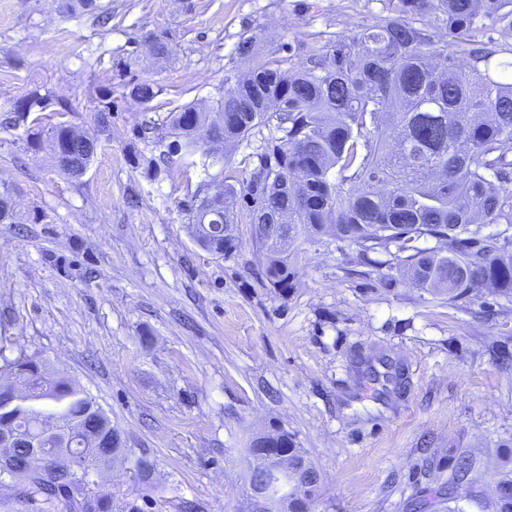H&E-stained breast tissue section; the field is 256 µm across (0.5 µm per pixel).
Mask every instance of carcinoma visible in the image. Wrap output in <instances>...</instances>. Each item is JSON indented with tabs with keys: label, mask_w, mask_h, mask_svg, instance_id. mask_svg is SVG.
<instances>
[{
	"label": "carcinoma",
	"mask_w": 512,
	"mask_h": 512,
	"mask_svg": "<svg viewBox=\"0 0 512 512\" xmlns=\"http://www.w3.org/2000/svg\"><path fill=\"white\" fill-rule=\"evenodd\" d=\"M63 16L90 13L109 20L97 0H57ZM140 46L168 60V33L146 32ZM128 96L151 102L159 88L127 84ZM52 95L30 90L14 102L11 123L38 126ZM95 120L106 132L112 92L98 93ZM167 138L150 158L148 175L178 166L224 167L214 145H240L259 127L268 135L247 155L242 170L223 174L221 190L198 185L180 202L198 243L217 256L238 244L237 225H251L262 251L269 287L282 293L295 276L291 251L271 242L288 235L336 227L335 239L368 252L388 243L407 253L404 274L419 288L458 301L477 288L512 294V236L482 235L486 224L512 226V0H387L386 14L371 26L309 49L307 66L291 71L271 53L247 71L224 79V94L209 110L186 104L166 117ZM55 167L83 176L97 139L60 121L49 134ZM349 187H344V184ZM244 201L224 207L221 197ZM448 242V251L420 248L423 237ZM0 347V373L29 384L28 392L0 422L39 435L46 412L81 426L64 462L76 472L32 468L27 442L17 441L0 460L19 471L0 477V508L19 502L28 512H84L83 499L101 493L98 452L120 448L117 431L104 427L105 412L71 379L52 374L46 361ZM265 457L299 460L295 485L311 498L320 476L303 450L287 438L262 449ZM472 463L458 457L448 480V501ZM491 512H512V475L481 500Z\"/></svg>",
	"instance_id": "carcinoma-1"
}]
</instances>
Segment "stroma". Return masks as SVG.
Returning a JSON list of instances; mask_svg holds the SVG:
<instances>
[{
  "label": "stroma",
  "instance_id": "obj_1",
  "mask_svg": "<svg viewBox=\"0 0 512 512\" xmlns=\"http://www.w3.org/2000/svg\"><path fill=\"white\" fill-rule=\"evenodd\" d=\"M112 20L61 17L53 0H0V343L50 361L80 384L120 433L123 453L103 481L112 512H245L247 454L257 436L286 430L316 465L311 512H440L454 459L472 470L457 490L491 494L512 457V295L488 289L457 302L417 288L396 246L362 252L332 236L301 238L286 294L264 285L251 227L218 257L201 248L180 201L223 167L158 179L165 117L209 106L225 77L248 67L242 34L262 53L350 37L383 0H99ZM147 31H165L173 56L127 65ZM160 89L143 105L130 80ZM70 107L45 117L98 134L86 173L53 166L49 145L28 147L9 111L26 89ZM112 92V126L98 133L96 97ZM153 125L148 140L141 125ZM385 357L404 385L382 391L357 373ZM152 470L141 477L137 462Z\"/></svg>",
  "mask_w": 512,
  "mask_h": 512
}]
</instances>
